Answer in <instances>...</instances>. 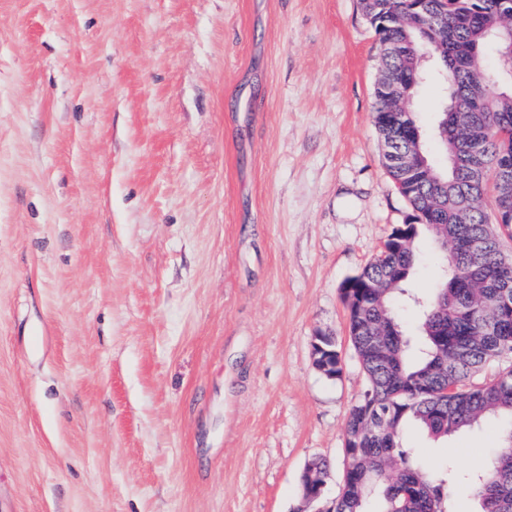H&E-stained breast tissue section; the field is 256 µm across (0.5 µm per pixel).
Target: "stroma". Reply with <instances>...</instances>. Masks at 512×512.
I'll return each mask as SVG.
<instances>
[{"mask_svg":"<svg viewBox=\"0 0 512 512\" xmlns=\"http://www.w3.org/2000/svg\"><path fill=\"white\" fill-rule=\"evenodd\" d=\"M379 57L359 0H0V512H296L317 459L339 494L342 287L411 212Z\"/></svg>","mask_w":512,"mask_h":512,"instance_id":"1","label":"stroma"}]
</instances>
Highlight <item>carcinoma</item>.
Listing matches in <instances>:
<instances>
[{"instance_id":"obj_1","label":"carcinoma","mask_w":512,"mask_h":512,"mask_svg":"<svg viewBox=\"0 0 512 512\" xmlns=\"http://www.w3.org/2000/svg\"><path fill=\"white\" fill-rule=\"evenodd\" d=\"M487 2L461 0L458 10L466 19L427 38L403 0L371 4L383 37L394 45L375 97L381 99L387 78L410 80L415 53L426 45L433 59L421 74L442 88L437 138L446 163L423 148L415 175L387 166L412 214L360 273L370 285L364 321L374 341L360 332L353 339L368 388L346 421L344 492L336 512H457L448 486L461 484L474 490L477 512H512V366L489 382H471L486 365L512 356V310L499 306L502 291L512 293V275L500 270V235L512 223H490L481 204L487 177L497 182V167L512 165V92L491 93L481 80L495 23ZM373 122L379 132L392 127L396 151L416 146L420 125L414 113L386 112L379 102ZM422 227L433 238L442 275L417 302L419 334L407 336L394 301L415 268ZM492 419L501 447L480 471H465L448 459L433 470L403 446L411 424L446 439Z\"/></svg>"}]
</instances>
